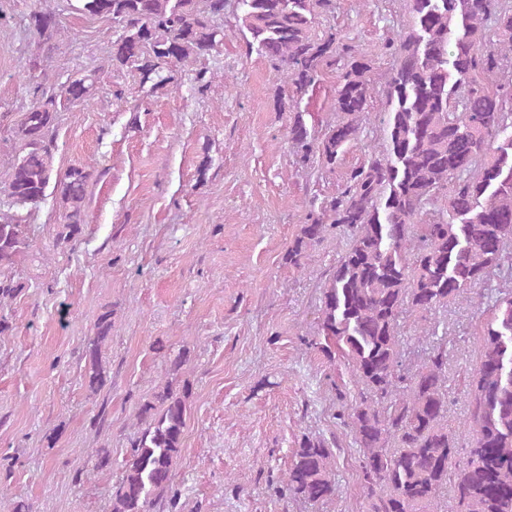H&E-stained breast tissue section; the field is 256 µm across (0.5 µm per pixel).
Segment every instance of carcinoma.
<instances>
[{
	"instance_id": "carcinoma-1",
	"label": "carcinoma",
	"mask_w": 512,
	"mask_h": 512,
	"mask_svg": "<svg viewBox=\"0 0 512 512\" xmlns=\"http://www.w3.org/2000/svg\"><path fill=\"white\" fill-rule=\"evenodd\" d=\"M75 10L112 20V65L131 68L140 84L170 83L169 65L187 66L215 50L232 9L248 51L266 58L293 87L280 105L293 112L288 136L303 164L333 170L360 139L373 90L376 51L356 50L336 34H316L336 0H76ZM408 27L382 45L394 67L380 85V146L349 172L341 191L308 214L288 248V266L304 271L330 226L348 235L321 291L309 345L331 366L344 365L353 388L346 436L358 454L366 512H512V0H406ZM39 46L62 36L50 11L30 14ZM325 68L338 72L336 120L313 134L302 94ZM96 73H81L45 94L8 126L13 160L0 180V307L28 284L16 267L30 253L29 207L52 190L62 212L56 245L75 246L85 231L90 170L55 169L58 109L88 102ZM479 298L473 332L479 357L466 376L467 458L455 461L448 428V349L434 322L407 361L403 319L433 316L448 302ZM112 315L101 312L85 346L83 379L91 394L107 383L102 348ZM190 361L182 346L168 374ZM189 382L167 381L137 412L112 491L111 512H176L174 470L187 427ZM336 436L304 434L282 491L293 501L328 503L340 493Z\"/></svg>"
}]
</instances>
